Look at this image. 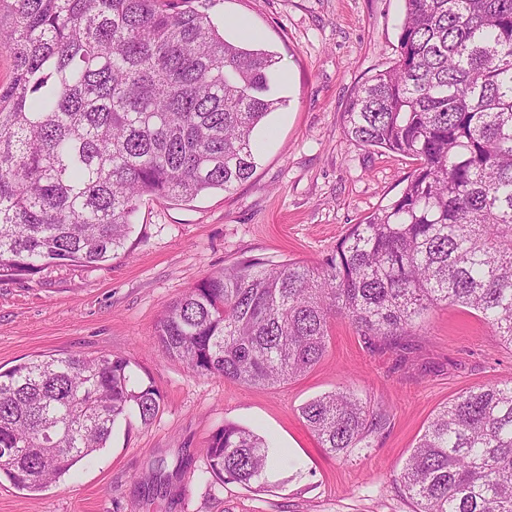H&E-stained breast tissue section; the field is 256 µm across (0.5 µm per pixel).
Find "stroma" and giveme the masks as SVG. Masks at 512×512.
<instances>
[{"label": "stroma", "instance_id": "35a3bbf8", "mask_svg": "<svg viewBox=\"0 0 512 512\" xmlns=\"http://www.w3.org/2000/svg\"><path fill=\"white\" fill-rule=\"evenodd\" d=\"M197 7L226 38L249 35L275 53L272 92L284 104L255 129L256 170L233 191L144 200L106 265L0 281V371L42 355L112 353L161 396L151 424L118 425L108 448L39 496L0 483V512H414L394 478L428 421L463 390L512 377V349L476 316L436 308L422 336L393 345L337 320L314 368L268 388L194 375L154 345L165 307L212 271L246 258L321 262L351 225L401 194L412 161L350 141L342 113L355 87L396 58L403 0ZM345 388L383 407L387 423L371 447L334 457L299 408ZM227 423L288 455L269 471V491L207 474L203 450ZM151 472L157 482L146 481Z\"/></svg>", "mask_w": 512, "mask_h": 512}]
</instances>
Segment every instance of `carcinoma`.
<instances>
[{
	"mask_svg": "<svg viewBox=\"0 0 512 512\" xmlns=\"http://www.w3.org/2000/svg\"><path fill=\"white\" fill-rule=\"evenodd\" d=\"M0 280L99 266L146 197L229 192L256 168L273 52L224 38L191 0H0ZM397 59L359 85L346 137L416 161L401 195L316 265L240 261L168 305L155 344L199 376L274 387L325 355L336 319L416 336L456 306L512 348V0H404ZM160 395L110 353L0 371V477L38 493L151 423ZM322 448L372 446L386 414L347 390L299 408ZM219 482L267 486L266 439L229 423L203 449ZM416 512H512V380L435 414L395 476Z\"/></svg>",
	"mask_w": 512,
	"mask_h": 512,
	"instance_id": "obj_1",
	"label": "carcinoma"
}]
</instances>
